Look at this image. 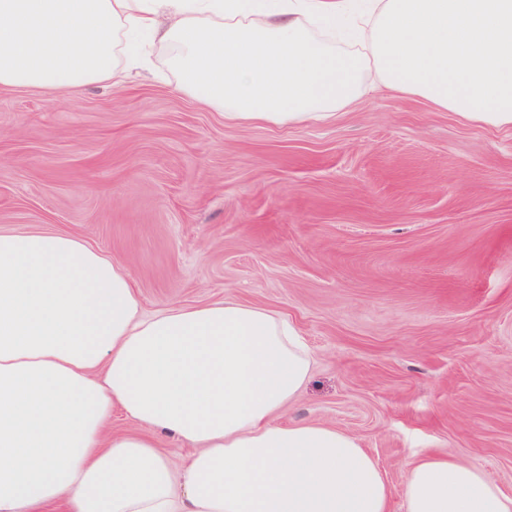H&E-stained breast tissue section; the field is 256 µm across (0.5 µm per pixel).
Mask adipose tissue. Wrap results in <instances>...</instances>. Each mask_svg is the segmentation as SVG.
Segmentation results:
<instances>
[{"mask_svg": "<svg viewBox=\"0 0 512 512\" xmlns=\"http://www.w3.org/2000/svg\"><path fill=\"white\" fill-rule=\"evenodd\" d=\"M146 37L169 49L178 89L228 122L328 119L371 77L512 125V0H0V88L118 81ZM311 371L274 311L224 300L146 317L123 265L81 236L0 230V512H388L357 439L280 423ZM116 406L135 430L113 432ZM161 434L189 447L182 464ZM403 509L512 512V495L430 451Z\"/></svg>", "mask_w": 512, "mask_h": 512, "instance_id": "adipose-tissue-1", "label": "adipose tissue"}]
</instances>
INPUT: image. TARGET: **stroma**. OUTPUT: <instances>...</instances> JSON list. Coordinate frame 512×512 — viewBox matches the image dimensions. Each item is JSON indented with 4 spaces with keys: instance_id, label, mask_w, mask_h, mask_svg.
I'll list each match as a JSON object with an SVG mask.
<instances>
[{
    "instance_id": "35a3bbf8",
    "label": "stroma",
    "mask_w": 512,
    "mask_h": 512,
    "mask_svg": "<svg viewBox=\"0 0 512 512\" xmlns=\"http://www.w3.org/2000/svg\"><path fill=\"white\" fill-rule=\"evenodd\" d=\"M123 83L0 91V229L120 261L144 314L232 298L313 356L281 423L356 437L403 512L443 451L512 493V127L366 92L329 121L228 124L159 46Z\"/></svg>"
}]
</instances>
